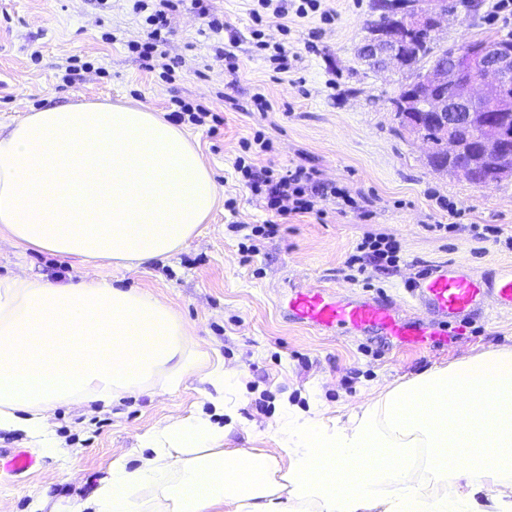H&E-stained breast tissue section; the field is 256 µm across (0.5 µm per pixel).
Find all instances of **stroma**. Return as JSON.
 <instances>
[{"mask_svg": "<svg viewBox=\"0 0 512 512\" xmlns=\"http://www.w3.org/2000/svg\"><path fill=\"white\" fill-rule=\"evenodd\" d=\"M375 0H321L319 16H265L263 38L288 47V72L275 70L250 33L252 0H207L221 33L210 32L191 6L170 19L165 60L172 78L148 71L133 43H144L143 17L129 0H0V131L32 110L79 102H138L170 116L174 100L208 105L221 121L185 125L213 171L219 198L209 224L177 253L146 266L118 267L101 260L92 270L120 287L145 290L190 322L196 341L213 358L240 372L245 384L236 416L223 414L188 380L177 392L136 394L103 407H59L49 430L63 455L40 456L29 474L0 471V512H38L41 504L86 499L108 477L115 457L134 454L142 436L166 420L204 412L224 429L228 448L276 447L283 403L326 416L367 404L375 391L436 366L496 347L512 346V314L491 308L448 326V338L417 349L389 337L327 334L288 319L282 304L293 288L354 289L385 302L399 301L408 280L442 263L471 267L487 280L512 265V179L476 186L434 170L429 146L399 127L392 105L407 80L398 69L375 71L357 56L366 26L378 14ZM495 0H481L475 15L458 12L442 22L440 46L512 35V25L493 24ZM114 42H106L105 33ZM233 51L239 70L216 57ZM80 67L68 72L70 58ZM268 111H258L255 93ZM262 133L272 150L259 165L275 170L302 165L321 182L347 188L357 207L320 201L323 216L289 217L277 234L257 240L244 257L243 233L268 214L234 170L243 140ZM461 211L451 221L449 208ZM498 227L480 239L471 227ZM369 234L396 237L397 266L366 262L359 281L348 278V257ZM24 272L49 282H77L75 260L0 242V276Z\"/></svg>", "mask_w": 512, "mask_h": 512, "instance_id": "obj_1", "label": "stroma"}]
</instances>
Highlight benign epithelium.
I'll return each mask as SVG.
<instances>
[{"instance_id": "7a95c632", "label": "benign epithelium", "mask_w": 512, "mask_h": 512, "mask_svg": "<svg viewBox=\"0 0 512 512\" xmlns=\"http://www.w3.org/2000/svg\"><path fill=\"white\" fill-rule=\"evenodd\" d=\"M449 16L442 0H415L409 13L397 15L391 27L368 36L360 46L365 61L378 70L399 67L403 61V41L406 33L427 28L436 34L441 21ZM512 44L505 43L493 50L468 46L463 56L451 67L441 66L429 71L422 83L410 92L402 103L404 121L416 128L432 123L444 130L442 151L448 158L466 151V142L456 135V129L477 124L481 134L470 164L466 168L445 165L441 171L468 177L481 163L483 156H498L496 179L512 177V130L503 125L502 117L512 116ZM483 103L489 117L481 120L472 110Z\"/></svg>"}]
</instances>
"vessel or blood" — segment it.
<instances>
[{
	"label": "vessel or blood",
	"instance_id": "b4317fda",
	"mask_svg": "<svg viewBox=\"0 0 512 512\" xmlns=\"http://www.w3.org/2000/svg\"><path fill=\"white\" fill-rule=\"evenodd\" d=\"M414 308L428 320L412 321L394 302L339 295L329 288H295L288 297V313L297 321L325 332L362 336L378 331L402 344L436 340L448 321L466 317L474 309L492 304L497 312L512 313V268L489 283L471 272L440 265L407 290ZM38 461L18 449L0 455V469L11 473L36 471Z\"/></svg>",
	"mask_w": 512,
	"mask_h": 512
}]
</instances>
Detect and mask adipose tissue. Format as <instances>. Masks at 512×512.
Instances as JSON below:
<instances>
[{
    "label": "adipose tissue",
    "mask_w": 512,
    "mask_h": 512,
    "mask_svg": "<svg viewBox=\"0 0 512 512\" xmlns=\"http://www.w3.org/2000/svg\"><path fill=\"white\" fill-rule=\"evenodd\" d=\"M211 168L177 125L142 105L86 102L27 113L0 133V240L83 263L142 266L199 233L218 200ZM236 371L153 295L91 274L58 286L0 277V430L61 449V406L174 392L197 377L232 408ZM273 451L227 449L204 414L113 459L88 500L50 512H512V347L436 366L346 418L288 411ZM428 449L424 470L411 461Z\"/></svg>",
    "instance_id": "obj_1"
}]
</instances>
